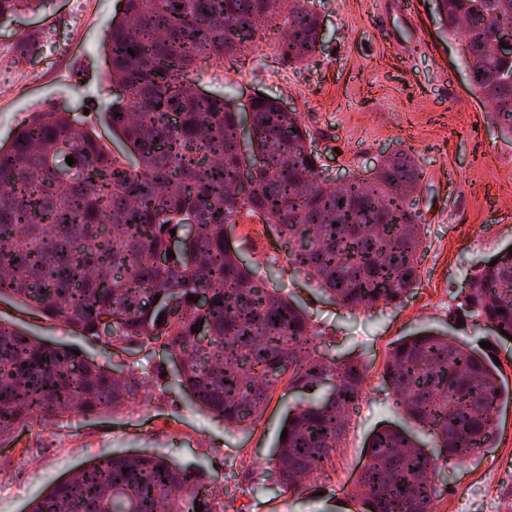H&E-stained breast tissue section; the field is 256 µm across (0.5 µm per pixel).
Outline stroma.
Segmentation results:
<instances>
[{
  "instance_id": "35a3bbf8",
  "label": "stroma",
  "mask_w": 512,
  "mask_h": 512,
  "mask_svg": "<svg viewBox=\"0 0 512 512\" xmlns=\"http://www.w3.org/2000/svg\"><path fill=\"white\" fill-rule=\"evenodd\" d=\"M317 0L324 19L317 53L295 67L266 38L223 65H204L193 79L235 112L263 95L298 112L321 156L322 175L338 186L349 173L370 177L388 153L407 154L422 171L418 209L424 224L419 278L405 302L369 311L343 308L312 278L286 263L276 225L239 217L230 242L257 275L268 266L276 286L321 331L319 352L354 360L363 393L324 471L299 488L276 481L272 457L283 416L296 395L285 383L249 429L225 427L191 403L161 352L138 347L120 360L125 378L144 382L140 407L88 418L65 417L18 434L16 449L0 447V512H28L31 503L90 460L112 454L155 453L199 470L216 512H355L348 491L366 461L374 431L405 420L384 377L402 336L434 328L471 347L488 340L484 325L457 323L470 278L512 246V136L475 95L460 38L444 34L434 0ZM48 0L0 26V146L33 112L74 113L81 127L112 152L124 150L103 109L115 91L106 78L103 44L124 0ZM0 319L26 335L78 350L111 365L99 343L37 310L0 300ZM491 447L438 467L433 512H512V401L499 405ZM238 488L228 499L225 482Z\"/></svg>"
}]
</instances>
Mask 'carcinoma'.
<instances>
[{"instance_id":"1","label":"carcinoma","mask_w":512,"mask_h":512,"mask_svg":"<svg viewBox=\"0 0 512 512\" xmlns=\"http://www.w3.org/2000/svg\"><path fill=\"white\" fill-rule=\"evenodd\" d=\"M47 0H0V21ZM125 0L108 27L107 76L122 88L105 113L126 150L113 153L76 130L69 112L44 109L0 148V296L61 321L113 356L131 343L177 357L179 387L228 427L246 429L280 380L299 399L278 437L275 466L289 475L320 471L339 443L364 374L353 361L316 354L321 336L295 303L257 278L227 242L242 213L279 226L288 265L314 278L337 304L397 306L418 277L422 242L416 207L420 173L404 155L385 159L372 182L352 173L328 189L319 157L296 112L272 98L250 105L262 166L244 194L236 152L237 118L223 99L199 95L189 77L201 62L222 63L254 45L262 27L282 28L284 57L309 61L319 44L315 0ZM442 30L465 39L476 94L512 134V59L489 48L512 25V0H435ZM73 158L72 180L55 169ZM176 230L181 251L161 265ZM469 280L460 318L492 323L494 340L512 336V251ZM210 294L202 310L189 296ZM110 329L101 334L102 317ZM198 331H193V325ZM384 375L408 420L429 428L431 450L399 428L373 433L370 463L349 496L359 512H425L436 493L438 461L488 446L494 404L512 399L489 353L447 333L402 337ZM142 382H116L93 359L0 322V446L20 428L65 415L118 412ZM200 472L148 453L100 458L55 484L30 512H214L199 497Z\"/></svg>"}]
</instances>
